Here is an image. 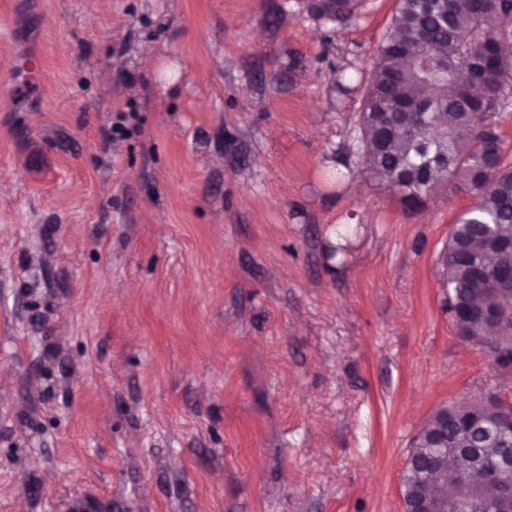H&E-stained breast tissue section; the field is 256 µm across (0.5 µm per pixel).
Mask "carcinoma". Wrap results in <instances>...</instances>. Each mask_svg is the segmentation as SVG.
<instances>
[{
    "mask_svg": "<svg viewBox=\"0 0 512 512\" xmlns=\"http://www.w3.org/2000/svg\"><path fill=\"white\" fill-rule=\"evenodd\" d=\"M361 0H315L321 16L340 21ZM398 14L374 57L360 115L365 164L413 209L436 185L464 192L474 204L453 224L448 256L441 261L448 311L460 336H483L487 326L463 316L478 301L494 304L499 265L512 262V166L504 162L501 134L489 113L501 105L512 80V58L503 52L502 26L512 23V0H398ZM464 413L487 429L496 414L476 404ZM448 433V458L466 469L463 449L479 431L448 418L427 422ZM456 494L473 493L482 512H500L492 482L477 489L461 482Z\"/></svg>",
    "mask_w": 512,
    "mask_h": 512,
    "instance_id": "cac0c4a2",
    "label": "carcinoma"
}]
</instances>
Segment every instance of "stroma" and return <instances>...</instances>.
Instances as JSON below:
<instances>
[{
    "label": "stroma",
    "instance_id": "stroma-1",
    "mask_svg": "<svg viewBox=\"0 0 512 512\" xmlns=\"http://www.w3.org/2000/svg\"><path fill=\"white\" fill-rule=\"evenodd\" d=\"M397 7L0 0V512H403L431 413L512 389L439 277L472 196L364 163ZM361 0H317L313 7L322 17L340 21L351 16ZM312 7V8H313Z\"/></svg>",
    "mask_w": 512,
    "mask_h": 512
}]
</instances>
